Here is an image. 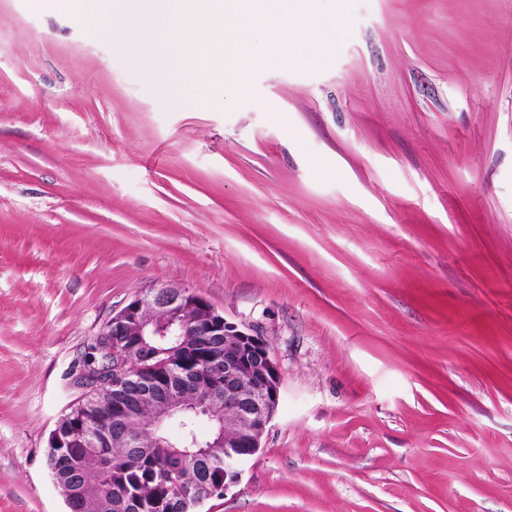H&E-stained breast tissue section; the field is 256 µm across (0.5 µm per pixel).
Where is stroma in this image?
I'll list each match as a JSON object with an SVG mask.
<instances>
[{
	"label": "stroma",
	"mask_w": 512,
	"mask_h": 512,
	"mask_svg": "<svg viewBox=\"0 0 512 512\" xmlns=\"http://www.w3.org/2000/svg\"><path fill=\"white\" fill-rule=\"evenodd\" d=\"M329 67L220 106L41 0H0V512L106 323L194 288L280 401L201 512H512V0H359Z\"/></svg>",
	"instance_id": "35a3bbf8"
}]
</instances>
